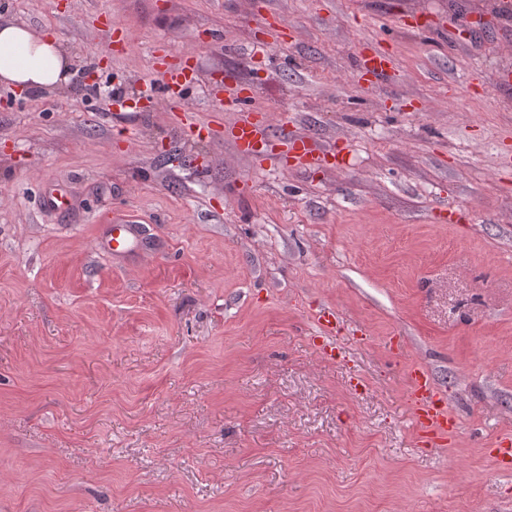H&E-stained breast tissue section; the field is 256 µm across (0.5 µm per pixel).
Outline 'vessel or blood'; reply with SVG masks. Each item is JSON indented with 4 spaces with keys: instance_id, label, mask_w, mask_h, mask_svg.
I'll use <instances>...</instances> for the list:
<instances>
[{
    "instance_id": "b4317fda",
    "label": "vessel or blood",
    "mask_w": 512,
    "mask_h": 512,
    "mask_svg": "<svg viewBox=\"0 0 512 512\" xmlns=\"http://www.w3.org/2000/svg\"><path fill=\"white\" fill-rule=\"evenodd\" d=\"M102 37L112 44L118 54H127L130 46L122 36L121 27L112 18L106 17L94 26ZM158 77L146 86L148 96H161L170 111L181 112L186 108L184 89L197 80L195 69L187 61L154 59ZM395 68L392 53L376 48L362 51L357 74L366 81L376 83L385 80ZM211 94L218 101L222 112L235 113V121L229 125V139L236 150L245 156L260 154L264 146L270 145L273 135L292 142L293 162L302 168L311 169L326 159L308 137L293 135L288 131L287 121L272 123L269 115H254L248 105L243 86L228 85L224 89H212ZM141 245L130 220L113 218L109 223L103 241L104 248L115 257H124L135 252ZM318 328L315 339L322 357L334 360L339 356L336 346L337 334L342 323L339 313L332 307L318 309L314 316ZM410 383L409 402L412 419L422 438L432 446L439 447L457 431L459 422L448 409V398L435 385L429 371L418 364L412 365L407 375Z\"/></svg>"
}]
</instances>
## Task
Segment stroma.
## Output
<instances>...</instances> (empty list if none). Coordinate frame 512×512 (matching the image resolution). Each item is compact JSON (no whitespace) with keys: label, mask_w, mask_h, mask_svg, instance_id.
I'll use <instances>...</instances> for the list:
<instances>
[{"label":"stroma","mask_w":512,"mask_h":512,"mask_svg":"<svg viewBox=\"0 0 512 512\" xmlns=\"http://www.w3.org/2000/svg\"><path fill=\"white\" fill-rule=\"evenodd\" d=\"M494 2L0 0L73 62L56 90L0 86V512H512L491 453L512 437V86L494 80L512 17ZM362 42L393 77L356 78ZM158 47L197 69L179 118L141 98ZM228 71L343 165L184 132ZM114 89L139 102L132 137ZM116 212L150 236L125 260L98 244ZM323 305L364 331L334 361L310 341ZM414 363L460 421L439 448L415 435ZM92 27L113 45L115 52L121 55L129 52V43L122 37V29L114 20H112V17H105Z\"/></svg>","instance_id":"obj_1"}]
</instances>
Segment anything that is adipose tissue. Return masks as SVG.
I'll use <instances>...</instances> for the list:
<instances>
[{
	"mask_svg": "<svg viewBox=\"0 0 512 512\" xmlns=\"http://www.w3.org/2000/svg\"><path fill=\"white\" fill-rule=\"evenodd\" d=\"M70 77V58L56 35L23 23L0 22V83L53 89Z\"/></svg>",
	"mask_w": 512,
	"mask_h": 512,
	"instance_id": "ef3b65f1",
	"label": "adipose tissue"
}]
</instances>
